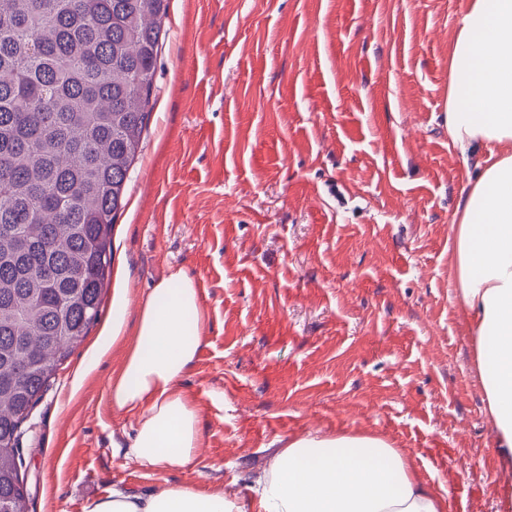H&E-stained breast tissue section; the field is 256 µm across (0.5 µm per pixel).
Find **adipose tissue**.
I'll return each mask as SVG.
<instances>
[{"label":"adipose tissue","instance_id":"adipose-tissue-1","mask_svg":"<svg viewBox=\"0 0 512 512\" xmlns=\"http://www.w3.org/2000/svg\"><path fill=\"white\" fill-rule=\"evenodd\" d=\"M448 137L483 159L464 189L453 226V277L471 329L475 363L504 472L512 476V0H468L448 56ZM202 309L183 272L145 297L126 356L113 377V407L137 413L123 456L143 467L190 468L197 460V415L175 392L202 342ZM245 502L224 493L122 488L85 512H446L436 490L404 456L373 435H306L250 476Z\"/></svg>","mask_w":512,"mask_h":512}]
</instances>
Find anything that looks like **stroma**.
Returning a JSON list of instances; mask_svg holds the SVG:
<instances>
[{"label":"stroma","instance_id":"obj_1","mask_svg":"<svg viewBox=\"0 0 512 512\" xmlns=\"http://www.w3.org/2000/svg\"><path fill=\"white\" fill-rule=\"evenodd\" d=\"M466 5L170 0L99 319L20 440L29 512H84L115 486L243 499V474L310 433L379 436L447 512H502L452 277L457 203L478 173L445 123ZM176 270L204 316L175 386L198 415L197 463L128 465L115 447L136 417L109 399L124 358L112 318L135 321Z\"/></svg>","mask_w":512,"mask_h":512}]
</instances>
